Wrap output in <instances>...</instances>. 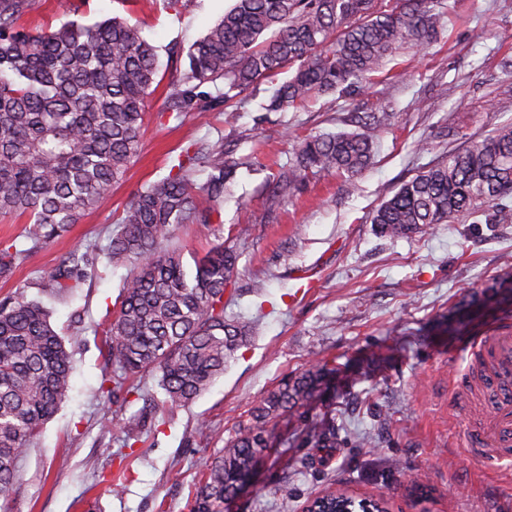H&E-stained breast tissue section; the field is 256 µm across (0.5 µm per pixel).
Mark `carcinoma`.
I'll return each instance as SVG.
<instances>
[{"instance_id": "cac0c4a2", "label": "carcinoma", "mask_w": 512, "mask_h": 512, "mask_svg": "<svg viewBox=\"0 0 512 512\" xmlns=\"http://www.w3.org/2000/svg\"><path fill=\"white\" fill-rule=\"evenodd\" d=\"M37 0H0V216L27 218L30 247L0 245V280L25 257L63 236L90 211L107 208L114 185L140 151L146 99L156 90L157 50L125 18L69 21L33 34L20 24ZM443 0H235L170 74L163 110L182 120L218 105L228 108L250 86L288 73L265 110L283 112L316 94L352 93L403 46L418 52L436 40ZM390 114L375 113L358 132L306 135L295 143L288 185L310 172L356 174L371 162ZM241 162L224 137L182 148L168 175L127 203L113 223L106 258L130 262L119 308L102 330L112 386L156 377L171 408L193 403L224 373L251 335L249 323L224 313V293L239 255L222 244L200 255L171 244L181 224L208 234L224 188ZM206 180H195L198 172ZM512 199V123L448 154L403 182L373 212L382 236L423 234L465 217L496 224ZM93 266L89 252L69 253L48 280L60 298L75 296ZM50 311L24 292L0 302V498L12 496L17 464L71 388L72 362ZM336 372L324 360L268 393L204 462L191 512H224L253 461L268 448V427L293 411ZM313 447H336L331 420ZM342 494L311 499L304 512H347Z\"/></svg>"}]
</instances>
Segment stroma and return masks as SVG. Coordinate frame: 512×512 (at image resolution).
<instances>
[{
  "instance_id": "1",
  "label": "stroma",
  "mask_w": 512,
  "mask_h": 512,
  "mask_svg": "<svg viewBox=\"0 0 512 512\" xmlns=\"http://www.w3.org/2000/svg\"><path fill=\"white\" fill-rule=\"evenodd\" d=\"M38 0L23 24L32 32L120 15L139 23L169 73L168 49H188L234 5L189 0ZM427 50L399 49L359 95H318L297 109L268 112L276 83L251 87L231 112L176 120L161 84L147 101L141 151L112 192V207L81 218L63 237L30 253L0 300L23 289L43 301L72 353L71 389L19 465L0 512H190L202 464L217 454L249 410L283 378L335 360L338 371L298 410L269 427V448L224 512H302L307 499L345 488L382 498L391 512H512V459L478 457L468 428L494 405L465 395L481 376L467 347L512 322V219L455 221L425 234L386 237L372 213L399 185L442 154L512 122V0H448ZM386 112L391 125L370 165L355 175H308L281 190L293 162L289 141L354 131L353 118ZM223 138L244 160L224 194L216 235L180 228L177 241L239 254L224 294L227 315L249 321L250 341L191 405L169 409L155 377L127 399L106 403L98 387L112 367L95 330L111 319L132 265L99 257L94 277L68 300L48 299L50 274L73 249L106 243L112 213L169 172L190 142ZM263 292H256V282ZM139 415V442H112L105 424ZM334 418L328 459L307 440Z\"/></svg>"
}]
</instances>
